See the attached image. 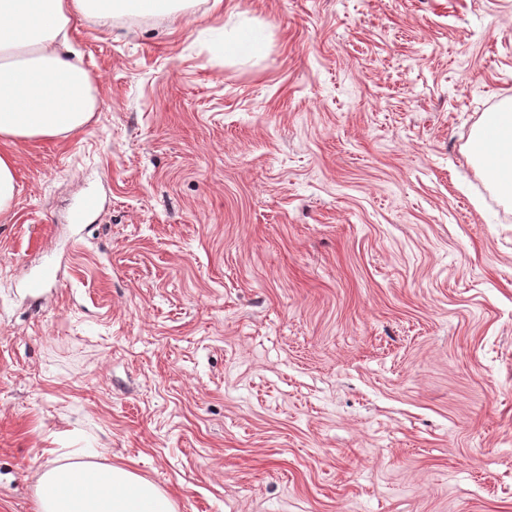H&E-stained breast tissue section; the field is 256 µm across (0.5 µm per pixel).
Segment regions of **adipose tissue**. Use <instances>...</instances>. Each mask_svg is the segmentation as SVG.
<instances>
[{"instance_id":"1","label":"adipose tissue","mask_w":512,"mask_h":512,"mask_svg":"<svg viewBox=\"0 0 512 512\" xmlns=\"http://www.w3.org/2000/svg\"><path fill=\"white\" fill-rule=\"evenodd\" d=\"M193 0H0V142L80 131L97 109L96 88L72 57L68 31L86 19L166 17ZM480 172L512 200V102L485 113L469 145ZM36 512H175L170 495L119 465L81 456L36 473Z\"/></svg>"}]
</instances>
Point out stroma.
I'll list each match as a JSON object with an SVG mask.
<instances>
[{"instance_id":"obj_1","label":"stroma","mask_w":512,"mask_h":512,"mask_svg":"<svg viewBox=\"0 0 512 512\" xmlns=\"http://www.w3.org/2000/svg\"><path fill=\"white\" fill-rule=\"evenodd\" d=\"M213 2L77 25L92 120L9 148L0 512L86 448L177 512H512V0ZM214 45L224 54H252L261 49L263 40L250 26L244 25L226 32V25L212 29ZM476 167L506 200H512V102L486 112L469 145Z\"/></svg>"}]
</instances>
